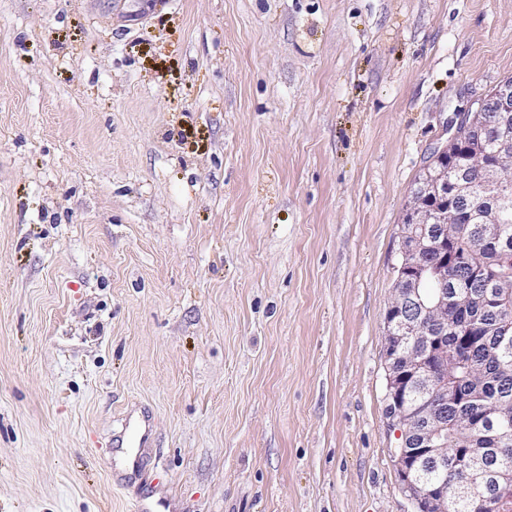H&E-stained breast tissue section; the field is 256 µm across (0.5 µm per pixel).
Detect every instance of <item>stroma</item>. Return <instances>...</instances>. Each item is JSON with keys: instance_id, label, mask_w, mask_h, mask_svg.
I'll use <instances>...</instances> for the list:
<instances>
[{"instance_id": "35a3bbf8", "label": "stroma", "mask_w": 512, "mask_h": 512, "mask_svg": "<svg viewBox=\"0 0 512 512\" xmlns=\"http://www.w3.org/2000/svg\"><path fill=\"white\" fill-rule=\"evenodd\" d=\"M512 0H0V512H416L386 418L410 190ZM151 437V427L149 421L144 416L133 418L131 415L126 419L123 426V436L120 448H128L127 454L129 458L131 471L129 473L128 482L138 481V489L135 499L136 512H168L171 501L165 494L156 496L153 489L147 488L143 478L141 460L134 448L144 447Z\"/></svg>"}]
</instances>
